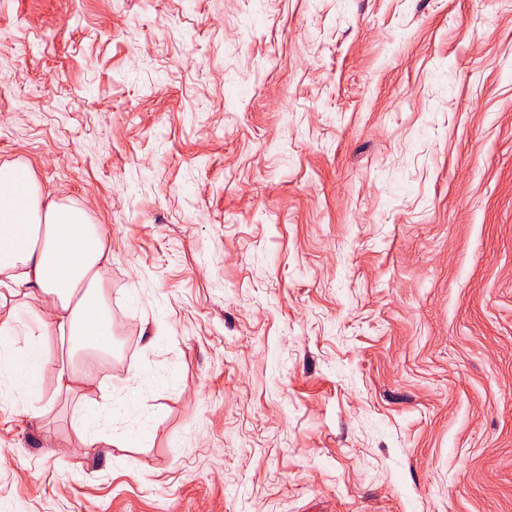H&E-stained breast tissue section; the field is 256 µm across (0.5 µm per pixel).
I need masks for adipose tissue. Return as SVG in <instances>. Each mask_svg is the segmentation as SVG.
Listing matches in <instances>:
<instances>
[{
  "label": "adipose tissue",
  "instance_id": "1",
  "mask_svg": "<svg viewBox=\"0 0 512 512\" xmlns=\"http://www.w3.org/2000/svg\"><path fill=\"white\" fill-rule=\"evenodd\" d=\"M111 259L105 230L81 208L50 199L28 166L0 165V273L9 290L38 289L46 305L27 322L12 313L0 319V387L27 397L37 391L52 363L44 338L54 332L78 347L111 349L112 320L101 296Z\"/></svg>",
  "mask_w": 512,
  "mask_h": 512
}]
</instances>
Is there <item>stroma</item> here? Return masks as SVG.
<instances>
[{
	"label": "stroma",
	"instance_id": "35a3bbf8",
	"mask_svg": "<svg viewBox=\"0 0 512 512\" xmlns=\"http://www.w3.org/2000/svg\"><path fill=\"white\" fill-rule=\"evenodd\" d=\"M5 162L114 346L0 400V512H512V0H0Z\"/></svg>",
	"mask_w": 512,
	"mask_h": 512
}]
</instances>
